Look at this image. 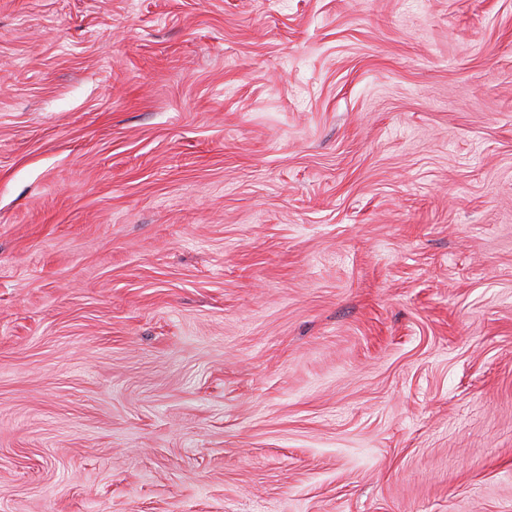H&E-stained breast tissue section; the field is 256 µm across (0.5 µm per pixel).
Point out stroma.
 I'll return each mask as SVG.
<instances>
[{"label": "stroma", "mask_w": 512, "mask_h": 512, "mask_svg": "<svg viewBox=\"0 0 512 512\" xmlns=\"http://www.w3.org/2000/svg\"><path fill=\"white\" fill-rule=\"evenodd\" d=\"M0 512H512V0H0Z\"/></svg>", "instance_id": "35a3bbf8"}]
</instances>
